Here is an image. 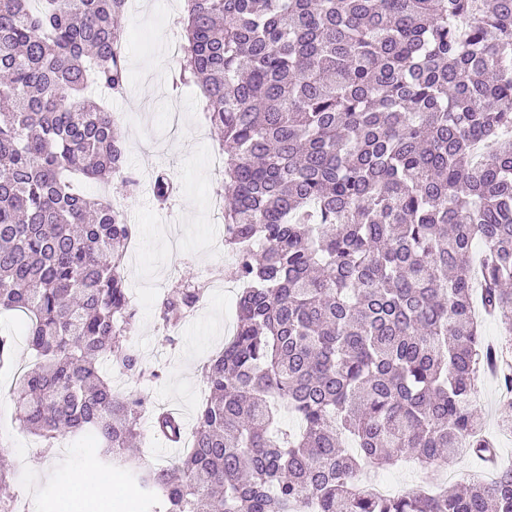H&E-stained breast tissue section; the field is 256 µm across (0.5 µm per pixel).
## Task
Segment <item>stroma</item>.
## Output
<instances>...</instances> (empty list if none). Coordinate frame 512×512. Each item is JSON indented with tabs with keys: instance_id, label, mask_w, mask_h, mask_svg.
<instances>
[{
	"instance_id": "obj_1",
	"label": "stroma",
	"mask_w": 512,
	"mask_h": 512,
	"mask_svg": "<svg viewBox=\"0 0 512 512\" xmlns=\"http://www.w3.org/2000/svg\"><path fill=\"white\" fill-rule=\"evenodd\" d=\"M184 11L182 0H131L124 18L128 82L113 95L110 106L122 115L127 143V167L144 182L125 198L130 222L139 233L137 249L125 257L124 275L137 311L129 342L144 363L158 369V380H134L119 374L112 388L119 395L141 394L150 406L178 412L186 429H193L206 394L204 364L223 349L235 326L237 289L220 286L181 322L175 344H168L158 328L157 308L172 279L185 270L204 266L230 267L231 253L221 249L224 223L210 200L222 178L209 165L216 145L211 127L200 126V90L173 88L176 59L167 50L176 42L174 23ZM167 171L179 185L175 206L155 207L151 185L157 171ZM13 375L0 371V444L12 471L11 487L19 512H64L67 495L78 492L82 512H91L93 480L112 476L118 495L114 512H148L146 497L122 468L101 462L91 450L90 436L59 439L52 454L42 455L41 442L20 425L8 388ZM479 406L485 430L495 436L498 467L512 464V436L499 423L512 418V408L494 375L480 384Z\"/></svg>"
}]
</instances>
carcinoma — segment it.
<instances>
[{
	"mask_svg": "<svg viewBox=\"0 0 512 512\" xmlns=\"http://www.w3.org/2000/svg\"><path fill=\"white\" fill-rule=\"evenodd\" d=\"M179 72L224 154V246L242 284L233 334L174 467L127 454L150 413L112 372L153 379L127 336L132 229L76 178L133 193L125 139L95 91L124 88L127 0H0V313L36 363L12 389L45 443L91 433L152 512H512L489 484L384 495L361 479L413 457L496 456L475 406L512 392V0H186ZM154 198L173 183L159 175ZM206 300L185 271L167 332ZM507 336L484 339L474 304ZM16 366L0 336V369ZM286 409L298 430L281 428ZM0 468V512H14Z\"/></svg>",
	"mask_w": 512,
	"mask_h": 512,
	"instance_id": "1",
	"label": "carcinoma"
}]
</instances>
